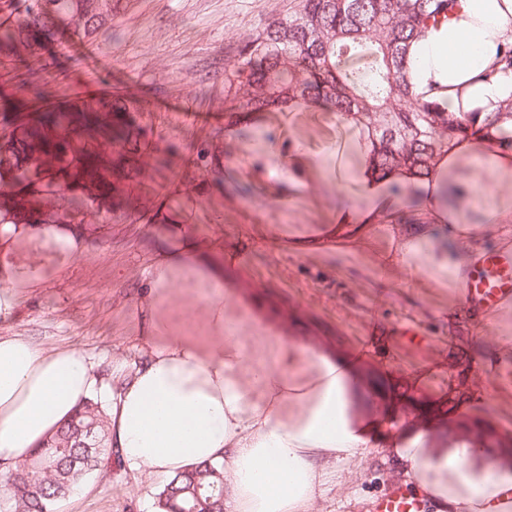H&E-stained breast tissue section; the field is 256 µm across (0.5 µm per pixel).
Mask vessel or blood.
Returning a JSON list of instances; mask_svg holds the SVG:
<instances>
[{
    "label": "vessel or blood",
    "mask_w": 512,
    "mask_h": 512,
    "mask_svg": "<svg viewBox=\"0 0 512 512\" xmlns=\"http://www.w3.org/2000/svg\"><path fill=\"white\" fill-rule=\"evenodd\" d=\"M467 309L487 316L512 302V247L486 252L479 270L462 286ZM367 512H434L424 495L410 492L406 484H391L386 492L366 505Z\"/></svg>",
    "instance_id": "b4317fda"
}]
</instances>
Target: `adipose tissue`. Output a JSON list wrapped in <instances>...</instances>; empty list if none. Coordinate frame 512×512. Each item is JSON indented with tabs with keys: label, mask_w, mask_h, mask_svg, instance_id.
Wrapping results in <instances>:
<instances>
[{
	"label": "adipose tissue",
	"mask_w": 512,
	"mask_h": 512,
	"mask_svg": "<svg viewBox=\"0 0 512 512\" xmlns=\"http://www.w3.org/2000/svg\"><path fill=\"white\" fill-rule=\"evenodd\" d=\"M509 43L512 0H459L448 23L410 48L416 94H437L451 112L492 111L512 96V74L488 81L482 73ZM466 163L486 165L492 176L511 173L512 149L478 134L460 140L424 185L429 209H444V175ZM352 174L360 203L338 215L328 238L351 228L363 233L377 213L402 205L390 180L368 173L366 153ZM447 212L449 237L415 225L400 258L458 286L486 241L512 239V212L492 193L481 223ZM8 239L41 240L70 258L83 248L81 233L70 227L1 224V319L15 313L19 282L33 288L42 281L41 265L4 259ZM194 252L188 244L166 249L153 263L147 328L133 355L113 364L115 389L105 388L79 347L45 350L0 335V507L10 505L11 467L96 396L108 407L112 446L128 470L172 478L223 465L224 512H308L344 467L380 454L441 512H512V461L497 459L483 441L431 448L416 427L391 441L359 424L353 407L366 395L353 370L335 355L272 334L249 311L229 312L223 263L198 267L187 260Z\"/></svg>",
	"instance_id": "ef3b65f1"
}]
</instances>
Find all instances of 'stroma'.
Listing matches in <instances>:
<instances>
[{
	"label": "stroma",
	"instance_id": "obj_1",
	"mask_svg": "<svg viewBox=\"0 0 512 512\" xmlns=\"http://www.w3.org/2000/svg\"><path fill=\"white\" fill-rule=\"evenodd\" d=\"M295 0H131L107 33L72 42L69 32L35 42L43 65L24 68L23 82L6 83L0 116L30 119L35 110L64 112L97 97L134 93L142 105L131 114L90 112L78 124L81 136L103 141L119 120H133L159 144L146 165L133 169L116 151L93 153L89 165L103 175L87 185L28 201L11 175L0 176V208L23 217L62 214L73 198L94 193L108 236L85 235L81 254L57 262L40 245L17 253L18 261L44 264L42 283L23 291L12 317L0 319V334L20 335L42 348L77 345L94 359L103 382L112 361L125 357L143 320L141 290L161 248L192 240L199 256L224 259V294L244 305L267 328L365 373L377 395L355 410L363 424L377 423L383 436L420 425L431 447L444 441L491 435L496 447L512 448V388L499 387L493 371L512 362V349L498 338L512 335V310L475 322L447 277L411 275L399 259L408 234L405 215L394 223L375 219L359 242L346 239L301 252L294 240L321 236L335 223L342 197L356 198L348 180L353 153L328 112L270 113L264 131L280 147L302 143L320 155L326 140L339 151L325 157L332 180L324 185L294 173L272 179L275 165L262 138L243 144L224 133L215 101L224 90V67L241 35L286 15ZM118 57L112 69H95L91 55ZM195 87L186 98V87ZM198 112L199 123L185 113ZM206 159H199L202 149ZM461 207L480 222L485 191L499 185L512 201V176L491 182L467 169ZM344 179L337 193L336 179ZM288 191L287 206L268 189ZM183 195H176V188ZM238 253L235 262L226 261ZM401 474L391 459L369 458L362 474L330 487L312 512H354L384 493ZM164 480L103 462L82 490L60 499L54 512H157Z\"/></svg>",
	"mask_w": 512,
	"mask_h": 512
}]
</instances>
